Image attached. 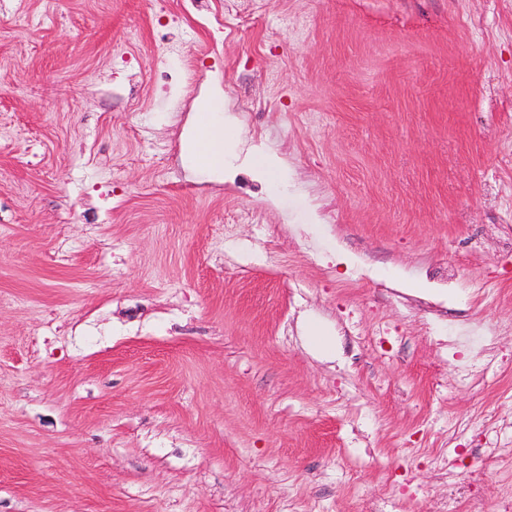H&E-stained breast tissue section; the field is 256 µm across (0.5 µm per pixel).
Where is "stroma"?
<instances>
[{
  "label": "stroma",
  "instance_id": "1",
  "mask_svg": "<svg viewBox=\"0 0 512 512\" xmlns=\"http://www.w3.org/2000/svg\"><path fill=\"white\" fill-rule=\"evenodd\" d=\"M9 7L0 512L512 501V0ZM210 76L265 181L188 177Z\"/></svg>",
  "mask_w": 512,
  "mask_h": 512
}]
</instances>
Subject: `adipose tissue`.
Listing matches in <instances>:
<instances>
[{
	"label": "adipose tissue",
	"mask_w": 512,
	"mask_h": 512,
	"mask_svg": "<svg viewBox=\"0 0 512 512\" xmlns=\"http://www.w3.org/2000/svg\"><path fill=\"white\" fill-rule=\"evenodd\" d=\"M237 129V120L227 113L219 88L202 92L188 120L183 143L186 168L205 172L219 181L227 180L231 167L225 159L224 142Z\"/></svg>",
	"instance_id": "adipose-tissue-1"
}]
</instances>
